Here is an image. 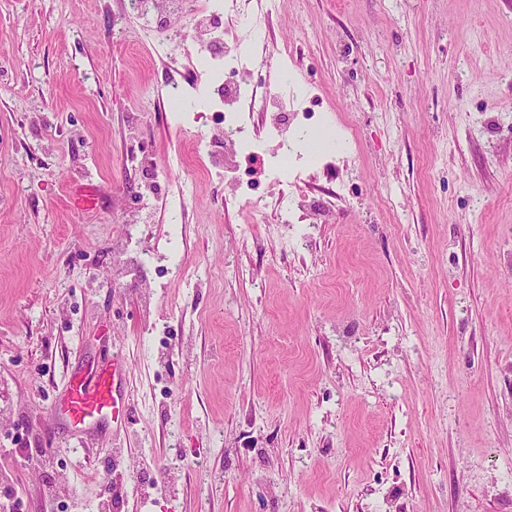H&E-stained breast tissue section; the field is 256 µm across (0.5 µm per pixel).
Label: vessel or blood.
Instances as JSON below:
<instances>
[{
	"label": "vessel or blood",
	"mask_w": 512,
	"mask_h": 512,
	"mask_svg": "<svg viewBox=\"0 0 512 512\" xmlns=\"http://www.w3.org/2000/svg\"><path fill=\"white\" fill-rule=\"evenodd\" d=\"M124 377L125 371L118 364L78 376L55 404V413L78 428L106 420L122 422L129 408Z\"/></svg>",
	"instance_id": "1"
}]
</instances>
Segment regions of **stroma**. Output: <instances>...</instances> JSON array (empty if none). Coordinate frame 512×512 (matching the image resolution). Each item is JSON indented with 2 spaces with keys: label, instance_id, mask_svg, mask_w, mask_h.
<instances>
[{
  "label": "stroma",
  "instance_id": "obj_1",
  "mask_svg": "<svg viewBox=\"0 0 512 512\" xmlns=\"http://www.w3.org/2000/svg\"><path fill=\"white\" fill-rule=\"evenodd\" d=\"M197 36L0 0V512H512V0H278L345 142L291 245L205 164ZM117 350L125 426L55 415Z\"/></svg>",
  "mask_w": 512,
  "mask_h": 512
}]
</instances>
